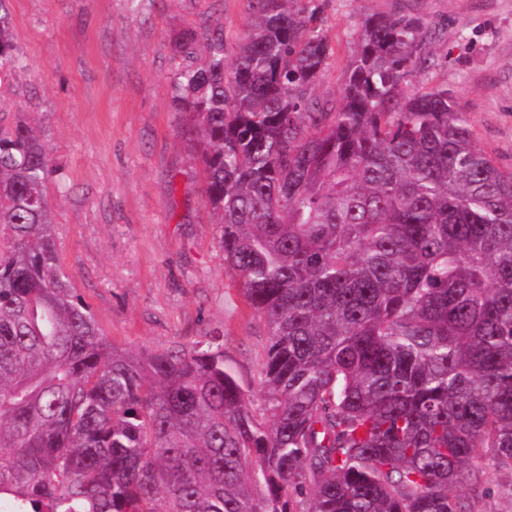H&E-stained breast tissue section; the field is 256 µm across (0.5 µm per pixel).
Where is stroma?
<instances>
[{"instance_id":"1","label":"stroma","mask_w":512,"mask_h":512,"mask_svg":"<svg viewBox=\"0 0 512 512\" xmlns=\"http://www.w3.org/2000/svg\"><path fill=\"white\" fill-rule=\"evenodd\" d=\"M330 64L313 89L339 100L370 13H409L432 67L405 86L446 88L478 148L512 171V0H321ZM25 67L0 88V118L43 136L46 195L66 269L105 336L122 349L165 350L204 336L255 409L264 406L267 328L224 262L170 86L173 47L222 24L228 49L249 28V0H6ZM481 512H512V472L486 469Z\"/></svg>"}]
</instances>
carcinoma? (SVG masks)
<instances>
[{"label":"carcinoma","instance_id":"cac0c4a2","mask_svg":"<svg viewBox=\"0 0 512 512\" xmlns=\"http://www.w3.org/2000/svg\"><path fill=\"white\" fill-rule=\"evenodd\" d=\"M170 82L224 261L268 328L258 414L216 337L125 353L62 264L33 126L0 122V512H475L512 469V173L418 19L371 13L339 102L319 0H250ZM20 65L0 16V73Z\"/></svg>","mask_w":512,"mask_h":512}]
</instances>
